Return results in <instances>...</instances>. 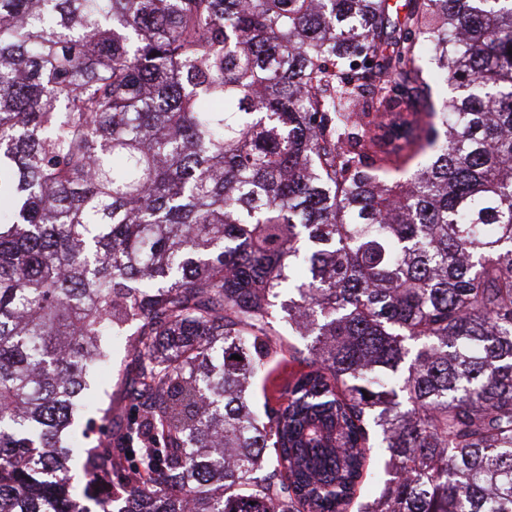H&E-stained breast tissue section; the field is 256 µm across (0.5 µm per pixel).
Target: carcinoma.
Here are the masks:
<instances>
[{"mask_svg":"<svg viewBox=\"0 0 512 512\" xmlns=\"http://www.w3.org/2000/svg\"><path fill=\"white\" fill-rule=\"evenodd\" d=\"M510 50L512 0H0V512H512ZM129 336H112L109 339L111 359L109 371L106 374L96 373V388L90 392V401L94 407L108 403L109 398L104 395L106 390L112 395V407L121 408L132 413L129 392L136 388L138 381V363L131 353L128 344ZM301 366L297 362H293L288 351L284 352V358L270 363L269 374L265 379L257 381L254 387L255 402L261 412H263V404L266 398L271 406H277L278 399L286 380L298 370ZM389 478L383 462L373 459L370 465V477L361 491V501L371 500L380 492L384 482Z\"/></svg>","mask_w":512,"mask_h":512,"instance_id":"1","label":"carcinoma"}]
</instances>
